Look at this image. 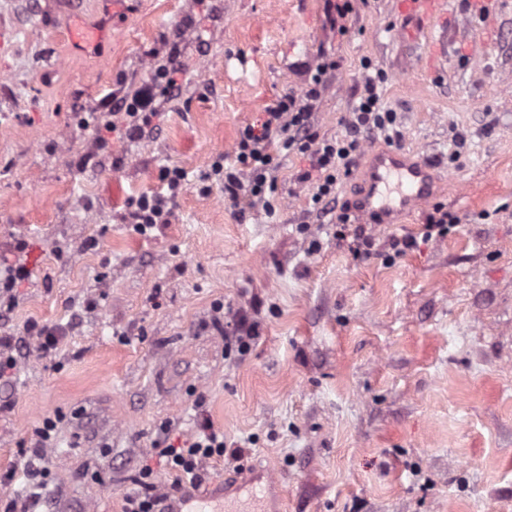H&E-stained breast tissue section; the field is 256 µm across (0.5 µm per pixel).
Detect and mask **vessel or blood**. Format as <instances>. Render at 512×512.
Masks as SVG:
<instances>
[{
	"label": "vessel or blood",
	"instance_id": "b4317fda",
	"mask_svg": "<svg viewBox=\"0 0 512 512\" xmlns=\"http://www.w3.org/2000/svg\"><path fill=\"white\" fill-rule=\"evenodd\" d=\"M105 18L94 23L93 37L73 42L78 52H98L112 36V14L118 0H101ZM398 180L401 189L391 192V180ZM436 192V179L430 165L412 159L394 149L371 150L364 170L362 187L352 207L353 215L374 224H394L400 216L429 202Z\"/></svg>",
	"mask_w": 512,
	"mask_h": 512
}]
</instances>
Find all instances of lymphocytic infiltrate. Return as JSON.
Returning a JSON list of instances; mask_svg holds the SVG:
<instances>
[{
    "instance_id": "lymphocytic-infiltrate-1",
    "label": "lymphocytic infiltrate",
    "mask_w": 512,
    "mask_h": 512,
    "mask_svg": "<svg viewBox=\"0 0 512 512\" xmlns=\"http://www.w3.org/2000/svg\"><path fill=\"white\" fill-rule=\"evenodd\" d=\"M336 62L322 53L313 62L303 64L304 83L300 91L280 96L269 107L260 125L241 129L237 139L232 164L216 159L210 169V179L224 187V197L239 209H246L253 202L266 201L274 189L273 174L277 168L280 150L293 151L308 156L311 172L297 175L300 183L315 182L312 195L314 204L325 206L336 198L342 175L349 171L352 157L361 152L363 136L380 132L388 144H395L400 134L396 129V115L382 109L373 76H365L363 93L358 104L344 119V136L322 138L314 131L312 116L325 84V77L335 70ZM173 64L154 66L149 80L133 94L125 97L120 108L126 116L125 135L130 139L141 138L150 128L158 113L160 98L178 93L180 85ZM319 172V180H312V172ZM161 179L164 190L145 193L132 201L130 218L138 232H145L157 224L169 221L171 204L182 190L187 174L178 167L164 169ZM231 455L240 458L242 449L225 450L224 438L210 423H203L199 434L185 440L180 447L162 449L170 481L166 488H159L154 470L143 466L139 488L123 498L122 512H160L159 506L166 493L181 490L184 485H202L206 480L208 460Z\"/></svg>"
}]
</instances>
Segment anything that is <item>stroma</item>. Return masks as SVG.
Segmentation results:
<instances>
[{
    "label": "stroma",
    "instance_id": "stroma-1",
    "mask_svg": "<svg viewBox=\"0 0 512 512\" xmlns=\"http://www.w3.org/2000/svg\"><path fill=\"white\" fill-rule=\"evenodd\" d=\"M351 6L335 28L326 0H129L104 52L81 54L70 40L98 0H0V257L30 271L0 296V336L22 340L0 380V504L122 512L141 467L165 484L161 449L207 421L244 451L207 464L214 512H512V0L488 20L467 0L411 20L397 0ZM321 50L338 66L315 131L344 135L365 73H382L399 149L432 166L434 204L458 218L447 235L390 257L427 204L365 225L370 255L337 238L375 133L325 209L296 181L300 154L243 215L207 183ZM169 58L183 83L152 130L101 140ZM166 167L187 183L169 223L138 233L130 202ZM241 314L255 328L242 356L213 325ZM32 323L64 328L51 354ZM47 418L35 486L25 452ZM263 471L272 490L241 496Z\"/></svg>",
    "mask_w": 512,
    "mask_h": 512
}]
</instances>
